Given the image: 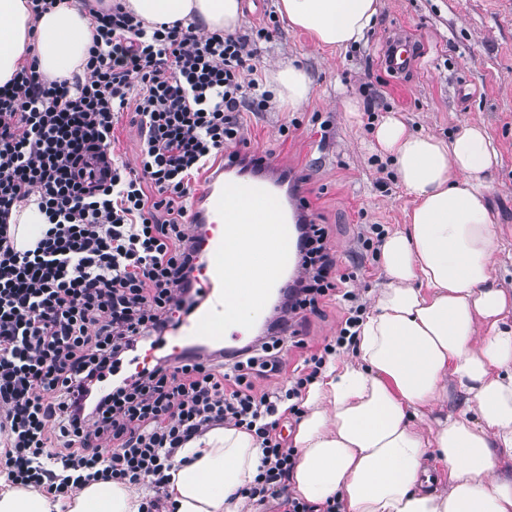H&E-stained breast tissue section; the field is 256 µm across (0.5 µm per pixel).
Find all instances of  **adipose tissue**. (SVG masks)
<instances>
[{
    "label": "adipose tissue",
    "instance_id": "1",
    "mask_svg": "<svg viewBox=\"0 0 512 512\" xmlns=\"http://www.w3.org/2000/svg\"><path fill=\"white\" fill-rule=\"evenodd\" d=\"M150 23L199 22L236 33L239 0H126ZM379 0H278L289 24L320 46L359 42L378 15ZM88 15L59 5L33 17L26 0H0V85L36 59L46 80L70 77L92 44ZM267 85L288 108L311 89L306 70L282 62ZM374 148L391 157L413 198L405 230L388 234L381 260L388 282L359 327L360 367H331L308 394V413L294 435L291 475L307 502L337 498L343 512H512V286L491 278L498 241L487 207L486 175L498 153L483 126L445 141L409 132L387 114ZM246 248L234 272L232 311L260 316L263 273L274 264L272 225L239 224ZM464 398L460 411L425 425L426 408ZM447 468L437 491L421 480L428 449ZM168 487L175 512H243L238 491L257 473L254 436L217 427L178 452ZM130 487L97 481L79 490L67 512H139Z\"/></svg>",
    "mask_w": 512,
    "mask_h": 512
}]
</instances>
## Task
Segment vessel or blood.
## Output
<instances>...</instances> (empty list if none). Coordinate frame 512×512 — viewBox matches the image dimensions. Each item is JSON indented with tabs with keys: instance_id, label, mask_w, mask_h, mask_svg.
<instances>
[{
	"instance_id": "obj_1",
	"label": "vessel or blood",
	"mask_w": 512,
	"mask_h": 512,
	"mask_svg": "<svg viewBox=\"0 0 512 512\" xmlns=\"http://www.w3.org/2000/svg\"><path fill=\"white\" fill-rule=\"evenodd\" d=\"M415 60V44L408 34H397L387 41L384 62L392 73L407 72ZM236 170L235 176L228 177L223 170L212 169L206 190L194 202L193 221L200 226L195 239L198 260L193 279L200 291L196 307L190 314L174 315L175 328L170 336L138 351L130 362L134 369L150 365L162 352L177 356L200 342L223 344L248 333L249 323L230 311L234 288L226 269L234 257L232 245L237 231L232 222V207L239 202L255 204L274 196L279 174L269 166L256 167L247 161L237 164ZM304 216L302 198L298 195L289 196L286 207L265 213V220L275 224L280 241L274 253L275 271L266 278L267 288L281 287L282 273L295 265V224Z\"/></svg>"
}]
</instances>
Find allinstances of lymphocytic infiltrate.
<instances>
[{
    "label": "lymphocytic infiltrate",
    "instance_id": "obj_1",
    "mask_svg": "<svg viewBox=\"0 0 512 512\" xmlns=\"http://www.w3.org/2000/svg\"><path fill=\"white\" fill-rule=\"evenodd\" d=\"M81 7L93 28L81 72L48 81L31 60L0 86V475L55 500L98 480L145 486L140 512H166L178 450L232 426L262 448L241 497L342 512L287 494L296 458L279 431L284 414L301 416L329 357L358 343V270L339 263L326 225H303L298 275L264 335L230 354L195 348L120 373L196 301L194 185L245 144L242 110H272L257 47L271 31L150 27L123 0ZM126 117L140 131L133 166L116 149ZM32 202L48 227L21 251L8 220ZM336 297L347 303L337 336L308 350L298 321ZM286 346L304 353L288 388H257L285 370Z\"/></svg>",
    "mask_w": 512,
    "mask_h": 512
}]
</instances>
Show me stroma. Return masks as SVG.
<instances>
[{
  "label": "stroma",
  "instance_id": "obj_1",
  "mask_svg": "<svg viewBox=\"0 0 512 512\" xmlns=\"http://www.w3.org/2000/svg\"><path fill=\"white\" fill-rule=\"evenodd\" d=\"M406 30L419 49L404 76L381 64L385 44ZM275 50L259 72L298 60L312 84L297 109L243 112L246 151L268 156L304 192L311 218L329 228L342 265H357L361 225L403 229L413 200L390 157L374 151V132L389 112L409 131L451 139L461 128H486L499 154L487 175V204L499 248L496 284L512 285V0H380L373 28L359 43L324 48L278 18ZM359 105L346 112L345 100ZM288 133H280V126Z\"/></svg>",
  "mask_w": 512,
  "mask_h": 512
}]
</instances>
